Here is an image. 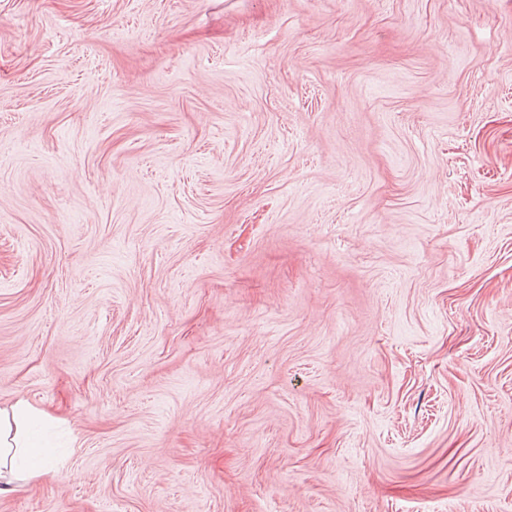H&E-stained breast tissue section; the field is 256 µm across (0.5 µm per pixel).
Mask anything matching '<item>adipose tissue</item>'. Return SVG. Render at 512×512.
<instances>
[{
  "label": "adipose tissue",
  "mask_w": 512,
  "mask_h": 512,
  "mask_svg": "<svg viewBox=\"0 0 512 512\" xmlns=\"http://www.w3.org/2000/svg\"><path fill=\"white\" fill-rule=\"evenodd\" d=\"M46 413L26 400L0 408V495L15 491L18 483L57 472L37 431Z\"/></svg>",
  "instance_id": "adipose-tissue-1"
}]
</instances>
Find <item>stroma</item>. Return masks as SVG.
<instances>
[{"label": "stroma", "instance_id": "35a3bbf8", "mask_svg": "<svg viewBox=\"0 0 512 512\" xmlns=\"http://www.w3.org/2000/svg\"><path fill=\"white\" fill-rule=\"evenodd\" d=\"M0 512H512V0H0ZM47 418L48 414L26 400L0 408V495L15 491L18 482L58 471L36 429Z\"/></svg>", "mask_w": 512, "mask_h": 512}]
</instances>
